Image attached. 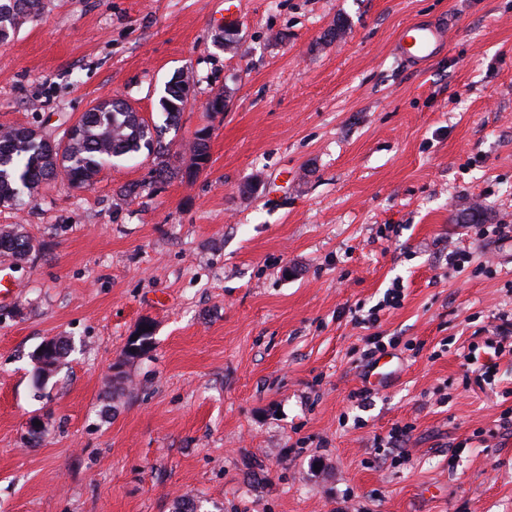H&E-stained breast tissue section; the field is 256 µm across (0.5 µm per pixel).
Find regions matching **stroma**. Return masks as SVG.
Listing matches in <instances>:
<instances>
[{
    "instance_id": "35a3bbf8",
    "label": "stroma",
    "mask_w": 512,
    "mask_h": 512,
    "mask_svg": "<svg viewBox=\"0 0 512 512\" xmlns=\"http://www.w3.org/2000/svg\"><path fill=\"white\" fill-rule=\"evenodd\" d=\"M43 2L0 43V130L57 140L110 97L159 124L174 73L194 92L163 136L170 178L142 153L0 205L40 246L0 253L18 285L0 304V512H512V352L485 348L512 312V238L460 220L476 202L512 225V0H237L230 47L224 0ZM420 20L451 39L415 71L393 45ZM373 333L401 340L374 389ZM50 337L73 349L38 389ZM397 424L401 455L373 448Z\"/></svg>"
}]
</instances>
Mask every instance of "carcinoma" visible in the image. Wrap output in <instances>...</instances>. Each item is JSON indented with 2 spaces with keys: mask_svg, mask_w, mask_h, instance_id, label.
Returning a JSON list of instances; mask_svg holds the SVG:
<instances>
[{
  "mask_svg": "<svg viewBox=\"0 0 512 512\" xmlns=\"http://www.w3.org/2000/svg\"><path fill=\"white\" fill-rule=\"evenodd\" d=\"M42 0H0V42L8 40L23 25L36 20ZM185 80L169 81L160 105L166 113V125L179 123L188 97ZM205 129L195 133L192 142L194 169L209 161ZM162 128L149 125L122 99L95 106L82 113L63 139L51 142L35 130L10 127L0 133V204H9L32 197L45 180L62 172L74 187H83L99 173L101 167L130 157L142 150L157 160L155 176L171 175L164 161ZM0 251L19 259L29 258L36 251L32 240L21 231L0 229Z\"/></svg>",
  "mask_w": 512,
  "mask_h": 512,
  "instance_id": "carcinoma-1",
  "label": "carcinoma"
}]
</instances>
